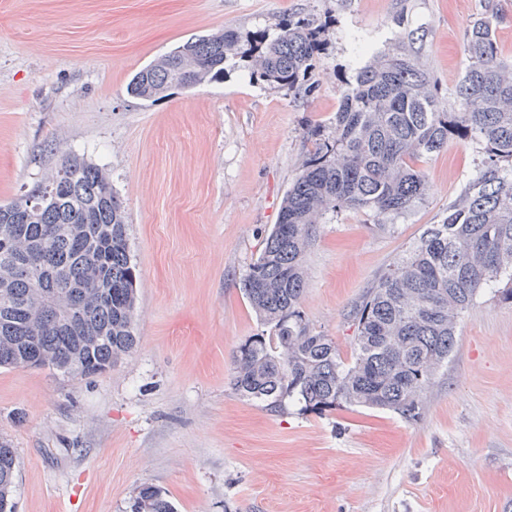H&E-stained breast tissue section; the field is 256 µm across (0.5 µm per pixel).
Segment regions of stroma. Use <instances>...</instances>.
I'll return each mask as SVG.
<instances>
[{"label": "stroma", "instance_id": "1", "mask_svg": "<svg viewBox=\"0 0 512 512\" xmlns=\"http://www.w3.org/2000/svg\"><path fill=\"white\" fill-rule=\"evenodd\" d=\"M496 11L512 58V0H0V204L75 152L105 168L137 271L135 352L71 378L0 367V438L17 458L16 512H130L144 485L177 512H512V303L480 289L448 363L409 422L346 405L274 415L231 388L233 355L262 326L242 282L313 148L334 137L348 82L404 50L454 96L473 20ZM324 29L309 88L222 77L132 97V76L222 30ZM477 143L423 159L427 191L378 224L318 225L301 308L350 359L355 302L435 224L481 165Z\"/></svg>", "mask_w": 512, "mask_h": 512}]
</instances>
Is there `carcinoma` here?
I'll return each instance as SVG.
<instances>
[{
	"instance_id": "cac0c4a2",
	"label": "carcinoma",
	"mask_w": 512,
	"mask_h": 512,
	"mask_svg": "<svg viewBox=\"0 0 512 512\" xmlns=\"http://www.w3.org/2000/svg\"><path fill=\"white\" fill-rule=\"evenodd\" d=\"M491 11L465 35L468 66L456 112L441 107L430 78L405 53H385L347 83L336 136L314 143L288 190L279 221L243 279L246 298L266 333L234 355L232 389L276 415L297 401L323 413L344 405L385 409L409 422L425 411L424 393L452 354L460 314L482 288L512 302V62L499 51ZM323 31L310 21L282 24L250 48L251 76L296 90L310 74ZM241 37L224 31L165 55L133 75L127 91L156 100L173 87L224 73ZM483 145L477 177L438 224L383 273L351 310L357 324L352 361L333 337L315 331L300 310L305 256L316 224L344 209L381 223L406 214L425 193L422 159L448 142ZM27 194L0 205V240L25 226L8 256L0 255V367H34L64 376L103 372L137 348L133 317L136 267L122 202L106 169L75 155ZM82 310L85 330L63 335L58 316ZM14 450L0 442V502L12 500ZM131 512H175L167 495L139 488Z\"/></svg>"
}]
</instances>
